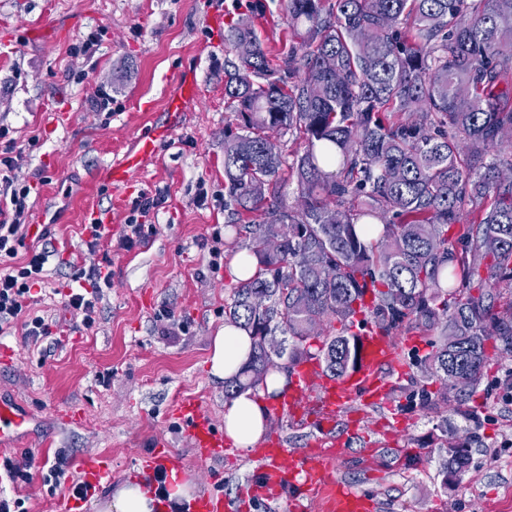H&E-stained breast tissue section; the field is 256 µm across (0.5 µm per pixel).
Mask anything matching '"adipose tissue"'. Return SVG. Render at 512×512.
I'll return each mask as SVG.
<instances>
[{
  "mask_svg": "<svg viewBox=\"0 0 512 512\" xmlns=\"http://www.w3.org/2000/svg\"><path fill=\"white\" fill-rule=\"evenodd\" d=\"M251 338L246 330L228 323L212 338L208 357L211 376L227 379L235 375L247 361ZM289 379L285 372H271L260 393L243 392L224 406V435L235 447L248 451L267 433L271 422L269 403L278 399L287 389ZM160 502L138 481L129 479L120 483L103 512H159Z\"/></svg>",
  "mask_w": 512,
  "mask_h": 512,
  "instance_id": "1",
  "label": "adipose tissue"
}]
</instances>
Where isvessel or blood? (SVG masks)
Returning a JSON list of instances; mask_svg holds the SVG:
<instances>
[{
    "label": "vessel or blood",
    "mask_w": 512,
    "mask_h": 512,
    "mask_svg": "<svg viewBox=\"0 0 512 512\" xmlns=\"http://www.w3.org/2000/svg\"><path fill=\"white\" fill-rule=\"evenodd\" d=\"M194 91L195 83L189 79L170 94L167 125L155 127L151 138L138 148L126 152L120 161L104 166L99 172L100 180L113 189H124L133 174L152 158L156 142L167 137L169 126L179 123L182 100ZM363 343V365L352 377L334 380L324 375L315 363L299 364L293 373L291 392L275 407L276 413L288 414L296 420L302 419L305 413H315L322 432L320 438L306 448H291L281 437L271 438L255 453L261 464L262 483L246 485L240 499L231 502L208 494L196 497L188 504L189 512H241L244 500L279 499L288 484L299 479L304 480L311 492L325 493L327 512H373L375 504L370 496L327 478L329 465L337 453L329 433L336 425L338 413L344 405L357 399L370 405L382 404L386 382L380 370L398 365L390 340L377 330L365 331ZM177 412L189 441L199 451L200 460L223 459L224 433L213 427L206 409L199 403L185 401L178 405ZM28 420L29 414L23 405L0 400V446L15 447ZM82 467L85 481L95 488L108 475L107 465L98 457H86Z\"/></svg>",
    "instance_id": "b4317fda"
}]
</instances>
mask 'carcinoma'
Listing matches in <instances>:
<instances>
[{"label":"carcinoma","instance_id":"obj_1","mask_svg":"<svg viewBox=\"0 0 512 512\" xmlns=\"http://www.w3.org/2000/svg\"><path fill=\"white\" fill-rule=\"evenodd\" d=\"M286 13L300 48L279 64L252 25L227 34L252 47L224 68L230 201L260 210L287 170L300 205L227 225L259 271L226 311L253 346L224 397L307 359L345 378L365 329L415 324L438 333L422 403L458 409L493 358L512 357V0H286ZM285 135L302 145L290 160ZM443 436L446 488L472 448Z\"/></svg>","mask_w":512,"mask_h":512}]
</instances>
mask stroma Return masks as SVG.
<instances>
[{
	"instance_id": "1",
	"label": "stroma",
	"mask_w": 512,
	"mask_h": 512,
	"mask_svg": "<svg viewBox=\"0 0 512 512\" xmlns=\"http://www.w3.org/2000/svg\"><path fill=\"white\" fill-rule=\"evenodd\" d=\"M221 15L225 25L211 28ZM251 22L273 61L295 46L283 0H0V128L13 141L19 173L32 186L27 223L41 225L56 257L33 310L57 320L58 344H25L20 327L0 335V393L24 403L31 421L20 441L37 464L30 484L0 487L22 500V512H70L73 503L44 484L41 465L65 452L73 466L105 457L111 479L80 512H101L115 484L144 479L142 461L165 442L178 474L197 494L237 497L257 480L251 454L233 450L201 462L175 405L194 400L224 422V382L209 375L211 340L227 320L224 301L233 281L229 224H258L261 212L238 214L227 202L224 130L233 116L224 101V64L235 51L225 26ZM196 95L152 162L124 190L98 178L100 169L163 123L169 92L186 73ZM112 96L95 112L99 90ZM152 101L145 112L141 101ZM160 204L143 216L141 242L119 241L141 197ZM111 212L109 238L95 253L77 246L86 204ZM219 248L225 260L209 264ZM111 269L91 329H72L63 305L79 270ZM173 314L158 321L159 312ZM432 333L406 328L391 337L402 374H389L384 407L353 404L333 431L340 444L332 477L374 498L376 512H512V404L501 392L512 360H495L457 412L430 413L421 404L416 366ZM359 434H351L350 425ZM473 435L472 459L461 484L444 488L437 438Z\"/></svg>"
}]
</instances>
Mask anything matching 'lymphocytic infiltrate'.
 I'll return each mask as SVG.
<instances>
[{
    "label": "lymphocytic infiltrate",
    "mask_w": 512,
    "mask_h": 512,
    "mask_svg": "<svg viewBox=\"0 0 512 512\" xmlns=\"http://www.w3.org/2000/svg\"><path fill=\"white\" fill-rule=\"evenodd\" d=\"M30 193V185L16 173L12 146H5L0 150V329L21 326L25 341L38 343L54 337L52 323L30 311L44 290L45 266L53 252L24 247ZM76 280L66 308L88 329L95 323L104 289L112 285V274L93 266L80 271Z\"/></svg>",
    "instance_id": "f902f5d3"
}]
</instances>
